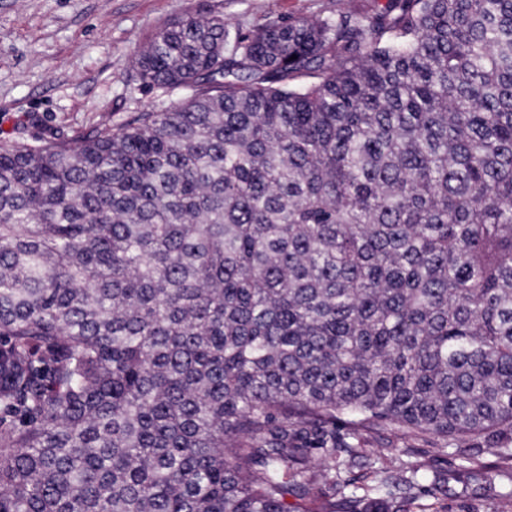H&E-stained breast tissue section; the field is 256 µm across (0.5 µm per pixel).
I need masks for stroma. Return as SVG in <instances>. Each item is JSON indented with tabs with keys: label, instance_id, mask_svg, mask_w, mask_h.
<instances>
[{
	"label": "stroma",
	"instance_id": "1",
	"mask_svg": "<svg viewBox=\"0 0 512 512\" xmlns=\"http://www.w3.org/2000/svg\"><path fill=\"white\" fill-rule=\"evenodd\" d=\"M333 0H0V139L28 144L119 128L181 92L140 89L135 58L161 27L188 14L221 15L230 29L267 18L328 15ZM367 444L385 461L402 452L451 466L442 438L413 439L375 424Z\"/></svg>",
	"mask_w": 512,
	"mask_h": 512
}]
</instances>
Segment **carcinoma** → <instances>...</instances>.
Returning <instances> with one entry per match:
<instances>
[{
	"label": "carcinoma",
	"mask_w": 512,
	"mask_h": 512,
	"mask_svg": "<svg viewBox=\"0 0 512 512\" xmlns=\"http://www.w3.org/2000/svg\"><path fill=\"white\" fill-rule=\"evenodd\" d=\"M355 2L180 17L183 99L0 140V512L512 508V0ZM366 437V448H382L387 465L406 451L414 461L427 463L437 470L452 469L450 458L438 453L437 448L444 443L440 437L409 438L402 427L392 423L371 425ZM451 484L455 489L456 495L435 503L433 506L434 510L441 512H470L475 507H480L481 510L487 507L485 502L473 497L470 486H467V481H451Z\"/></svg>",
	"instance_id": "1"
}]
</instances>
